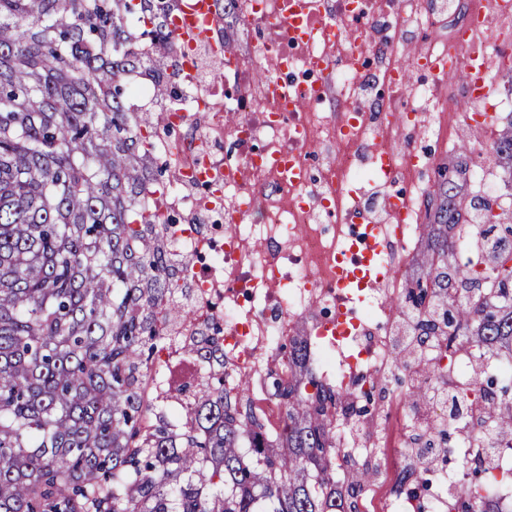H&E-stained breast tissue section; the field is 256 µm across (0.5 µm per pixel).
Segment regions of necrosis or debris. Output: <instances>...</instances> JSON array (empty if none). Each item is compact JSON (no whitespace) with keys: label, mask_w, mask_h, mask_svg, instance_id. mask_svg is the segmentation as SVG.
Here are the masks:
<instances>
[{"label":"necrosis or debris","mask_w":512,"mask_h":512,"mask_svg":"<svg viewBox=\"0 0 512 512\" xmlns=\"http://www.w3.org/2000/svg\"><path fill=\"white\" fill-rule=\"evenodd\" d=\"M300 32L282 21L284 0H239L245 26L258 33L246 54L227 61L233 87L223 92L204 85L181 119L200 123L177 151L179 178L166 196L175 209L206 216L212 205L193 194L196 174L215 189L224 209V239L209 245L202 236L183 234L186 251L212 247L213 262L199 270L201 290L224 291V352L229 373L263 376L293 326L316 335L321 323L315 309L342 310L336 286V259H356L362 237L345 233V224L361 219L381 224L393 244L413 238L423 218V185L403 196L405 216L396 219L390 187L422 169L405 126L393 124L391 81L398 73L392 50L444 54L453 49L457 29L435 38L415 39L414 30L438 27L458 12L478 20L481 0H311ZM364 27L387 31V46L369 44L350 54L345 32ZM272 61L269 77L254 71ZM302 102L292 112L270 96L269 82ZM411 102H434L415 128L444 141L457 101H471L470 85L449 94L440 81L410 86ZM378 152L399 157L392 178L373 164ZM376 304H368L349 336L359 357L350 359L336 337L325 336L313 353L323 374L337 383L350 378L378 379L391 358L388 338L376 334Z\"/></svg>","instance_id":"1"}]
</instances>
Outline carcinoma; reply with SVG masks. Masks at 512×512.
Instances as JSON below:
<instances>
[{
  "label": "carcinoma",
  "mask_w": 512,
  "mask_h": 512,
  "mask_svg": "<svg viewBox=\"0 0 512 512\" xmlns=\"http://www.w3.org/2000/svg\"><path fill=\"white\" fill-rule=\"evenodd\" d=\"M238 0H215L224 49ZM177 0H0V512H363L362 471L343 486L336 428L367 420L388 384L335 389L309 369L310 344L290 336L282 368L263 380L280 410L270 426L254 398L226 387L223 294L198 297L200 253L175 249L179 223L159 194L175 177L162 159L161 113L198 91L180 73L170 29ZM146 81L151 101L136 105ZM512 187V119L490 146ZM466 152L437 166L427 193L424 272L397 299L422 373L412 405L448 404L408 425L414 488L452 436L494 428L512 448V224L462 188ZM479 225L481 263L458 259L463 222ZM446 352L430 362L425 342ZM470 373L450 379L458 354ZM468 482L448 512H512L486 495L496 476L479 452L452 457Z\"/></svg>",
  "instance_id": "cac0c4a2"
}]
</instances>
